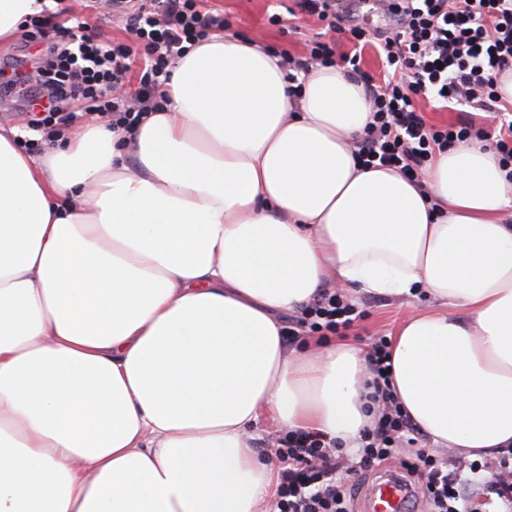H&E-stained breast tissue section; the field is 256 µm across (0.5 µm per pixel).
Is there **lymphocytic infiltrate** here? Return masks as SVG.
<instances>
[{"label": "lymphocytic infiltrate", "instance_id": "obj_1", "mask_svg": "<svg viewBox=\"0 0 512 512\" xmlns=\"http://www.w3.org/2000/svg\"><path fill=\"white\" fill-rule=\"evenodd\" d=\"M392 25L378 40L385 74L380 83L360 70L357 55L337 53L333 36L342 16L336 0H295L300 15L328 24L309 44V56L289 61V82L317 65H337L360 82L368 96L372 120L356 141L364 164L380 163L418 177L436 152L476 141L492 148L507 179H512V120L500 118L492 128L464 121L445 129L427 125L418 100L432 98L486 112L500 102V77L512 72V0H382ZM113 15L143 42L146 57L135 94L116 88L130 69L131 48L95 41L89 21L47 29L42 18L31 19L28 41L43 47L38 71L40 111L29 129L40 137L58 132L60 105L72 103L87 115L108 119L112 127L134 129L143 114L163 110L162 87L171 65L188 46L224 30L220 16L204 11L203 0H111ZM357 314L345 296L323 290L303 307L289 327L292 336H307L349 327ZM390 345L380 337L367 354L374 375L372 400L378 411L372 428L360 436L356 452L342 442L305 431H291L271 451L277 468L276 512H350L349 502L364 475L375 467L399 461L413 479L415 500L428 512H461L465 489L476 485L485 498L501 500L512 512V448L495 465L443 459L419 448L420 432L389 388Z\"/></svg>", "mask_w": 512, "mask_h": 512}]
</instances>
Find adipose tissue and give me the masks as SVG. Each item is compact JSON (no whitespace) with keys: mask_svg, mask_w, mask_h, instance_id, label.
I'll return each mask as SVG.
<instances>
[{"mask_svg":"<svg viewBox=\"0 0 512 512\" xmlns=\"http://www.w3.org/2000/svg\"><path fill=\"white\" fill-rule=\"evenodd\" d=\"M49 0H0V46ZM232 34L174 65L133 133L0 123V512H257L255 429L354 449L372 376L349 341L288 348L322 289L438 307L397 327L390 388L431 447L512 446V206L494 151L413 182L367 167L362 86Z\"/></svg>","mask_w":512,"mask_h":512,"instance_id":"obj_1","label":"adipose tissue"}]
</instances>
